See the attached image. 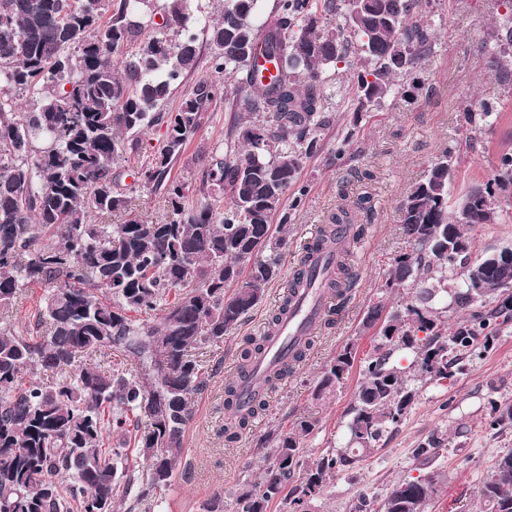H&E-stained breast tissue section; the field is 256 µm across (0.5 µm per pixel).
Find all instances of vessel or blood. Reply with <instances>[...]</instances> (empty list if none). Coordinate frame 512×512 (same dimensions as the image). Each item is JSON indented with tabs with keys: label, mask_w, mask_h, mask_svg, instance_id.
Instances as JSON below:
<instances>
[{
	"label": "vessel or blood",
	"mask_w": 512,
	"mask_h": 512,
	"mask_svg": "<svg viewBox=\"0 0 512 512\" xmlns=\"http://www.w3.org/2000/svg\"><path fill=\"white\" fill-rule=\"evenodd\" d=\"M305 268L314 281L313 287L297 296L277 334L268 337L262 352L250 367L237 374L236 405L239 412H249L255 401L265 396L271 386L272 373L287 362L301 340L318 329L330 309L329 298L320 283L334 276L335 265L326 256L315 255L306 263Z\"/></svg>",
	"instance_id": "b4317fda"
}]
</instances>
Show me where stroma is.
<instances>
[{"label": "stroma", "instance_id": "stroma-1", "mask_svg": "<svg viewBox=\"0 0 512 512\" xmlns=\"http://www.w3.org/2000/svg\"><path fill=\"white\" fill-rule=\"evenodd\" d=\"M421 10L436 44L420 69L397 77V93L373 110L355 109L351 78L361 69L356 51H349L346 63L336 69L318 146L304 157L300 170V181L308 185L309 193L282 231L288 247L281 273L267 286L261 302L225 335L221 348L195 350L208 384L191 400L192 417L179 465L161 506L149 500L134 506L125 502L119 512H205L213 503L221 512H237L238 495L261 475L260 441L274 430H289L305 417L317 422L303 442L308 456L344 447L347 411L359 374L351 372L343 390L326 400L315 398L314 387L325 365L347 342L358 341L361 356L373 343L372 334L362 331L366 312L379 297L393 258L409 249L399 223L401 199L448 145L461 146L448 183L453 200L490 182L501 156L512 154V80H499L485 67L484 47L494 44L503 12L499 0H422ZM481 100L494 107L490 123L467 121V109ZM241 107V100L232 94L205 103L199 129L172 165V176L192 181L190 205H199L207 196L196 155L222 154L238 146ZM164 133L158 126L144 130L139 151L115 165L127 205L108 216V223L120 224L132 216L150 222L166 217L164 192L137 184L132 177L142 160L161 147ZM344 138L349 146L340 158L336 145ZM364 197L369 198L371 211L360 209ZM343 207L364 228L349 246L353 286L333 323L313 335L305 357L272 388L265 411L236 438L227 439L224 386L241 367L245 341L267 335L270 318L288 290L305 246ZM472 236L477 256L512 247V209L500 212L496 223L474 227ZM413 387L415 398L402 423L359 466L339 469L313 502L312 512H350L362 493L382 500L393 483L419 475L412 450L434 433L446 437L447 445L430 467L438 483L427 512H479L480 486L492 474L498 456L512 449V424L498 421L495 413L497 406L512 402V321L494 326L490 341L463 357L453 377L418 380Z\"/></svg>", "mask_w": 512, "mask_h": 512}]
</instances>
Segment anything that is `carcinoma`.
<instances>
[{
	"instance_id": "cac0c4a2",
	"label": "carcinoma",
	"mask_w": 512,
	"mask_h": 512,
	"mask_svg": "<svg viewBox=\"0 0 512 512\" xmlns=\"http://www.w3.org/2000/svg\"><path fill=\"white\" fill-rule=\"evenodd\" d=\"M261 2L224 0L213 18L197 0H167L160 12L156 0H0V512H113L118 501L169 490L189 402L207 385L189 349L223 345L279 275L287 240L274 234L272 220L288 223L306 195L296 187L298 172L303 154L317 147L326 74L345 59L344 34L364 60L353 78L361 108L381 104L394 78L432 51L431 32L415 15L419 0H275L267 14ZM499 2L505 15L486 56L498 75L512 63V0ZM200 32L212 72L231 76L253 115L240 148L197 155L213 201L193 207L186 204L192 182L169 173L200 126L203 103L223 97L224 83L203 81L172 112L163 103L196 69ZM262 53L284 62L267 84L255 79ZM156 124L166 139L137 175L164 190L166 218L91 223L124 206L113 165L138 146L129 136ZM459 155L457 146L443 151L399 205L410 250L393 260L381 290L407 295L396 306L377 300L368 308L363 328L375 339L347 412L348 447L309 461V419L268 435L262 477L241 492L238 512H267L275 500L289 512H310L336 469L373 454L401 421L414 398L410 376L448 378L491 326L512 320L511 267L489 275L481 292L448 287L450 271L461 269L464 283L475 274L474 225L512 208L506 154L493 186L471 188L449 210ZM352 226L348 212H336L307 250L335 249L339 232ZM345 256L327 283L338 297L352 284ZM303 284L299 270L271 329ZM33 285L45 286L46 297L33 314L35 329L24 335L12 312ZM159 311L158 328L151 319ZM450 312L463 314L452 327ZM309 346L271 383L288 376ZM356 353L350 342L326 364L316 397L343 388ZM130 358L138 369L127 368ZM36 371L56 376L45 381ZM265 406L260 400L249 414H233L224 432L238 435ZM446 442L431 434L413 449L415 460L430 464ZM131 443L150 471L145 484L129 472ZM300 471L303 481L288 488ZM433 494V476L420 475L394 484L378 504L358 496L352 512H426ZM478 497L483 512H512V450Z\"/></svg>"
}]
</instances>
